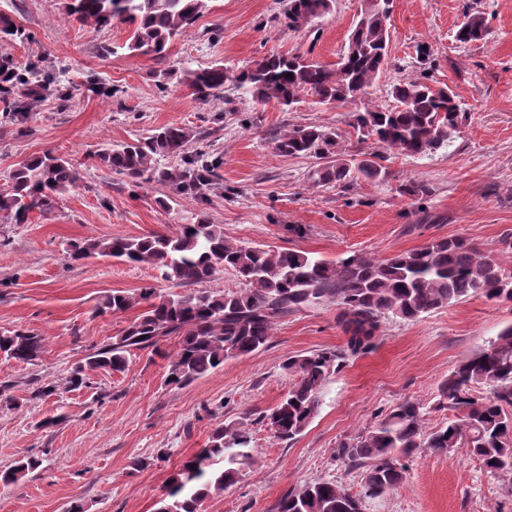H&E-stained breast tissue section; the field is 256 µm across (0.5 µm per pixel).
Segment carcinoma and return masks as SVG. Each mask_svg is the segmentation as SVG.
I'll list each match as a JSON object with an SVG mask.
<instances>
[{
    "label": "carcinoma",
    "mask_w": 512,
    "mask_h": 512,
    "mask_svg": "<svg viewBox=\"0 0 512 512\" xmlns=\"http://www.w3.org/2000/svg\"><path fill=\"white\" fill-rule=\"evenodd\" d=\"M335 0H287L284 17L290 28L312 24L333 10ZM393 0H362L347 48L332 65L305 55L269 54L243 68L213 64L192 68L182 62L159 71L161 85L175 79L187 84L204 102L231 94L249 96L257 104L290 107L310 96L322 105H354L351 126L357 140L378 150L364 158L347 157L340 135L317 125H292L281 131L275 150L281 156L309 157L317 165L309 179L317 185L347 188L359 179L378 180L385 174L383 151L403 156L432 154L448 148L459 135L465 113L450 89L426 76L405 77L391 94L396 105L369 101V90L387 66ZM208 10V0H68L66 16L95 29L128 25L127 50L168 57L172 41L192 29ZM490 28L485 14L465 15L456 32L461 43L485 41ZM28 39L25 30L0 17V40ZM0 103L3 115L16 111L15 88L42 98L50 85L32 81L13 58L0 56ZM292 77H286V74ZM194 135L169 125L131 143L106 144L89 158L134 183L157 182L178 194L205 198L221 158L198 151L186 153ZM175 156L181 164L164 167L160 160ZM80 166L50 152L33 156L13 170L11 188L0 193V213L16 224L35 210L52 207L55 195L78 186ZM68 258L98 255L152 264L165 280L185 290L159 296L152 287L136 293L114 290L102 309L114 315L144 305L121 335L93 345L84 361L70 372V386L86 384V371H124L132 351L157 352L163 338L175 339L167 383L182 385L213 373L224 360L251 355L269 342L276 321L309 307L334 305L347 336L336 349L312 350L290 357L284 368L295 382L282 400L262 416L277 427L276 437L292 441L318 415L324 390L352 358L370 352L388 316L414 321L471 295L512 303V269L502 266L463 236L435 238L420 247L386 258L354 253L335 261L297 249L270 250L224 238V229L200 214H191L172 234L138 238L86 239L70 245ZM230 270L241 287L196 290L189 285ZM44 351V338L17 330L0 335V354L33 362ZM436 408L452 412L441 427L423 430L424 407L405 401L372 429L338 447V457L352 468H364L365 496L379 497L403 480L397 458L428 449L453 455L458 449L480 461L491 474L512 473V324L488 345L462 360L441 384ZM253 462L252 437L244 424H219L200 449L168 480L166 496L156 512H201L204 502L235 484ZM40 466L22 457L0 472V483L17 482ZM279 512H362L359 498L330 480L307 484L279 503Z\"/></svg>",
    "instance_id": "carcinoma-1"
}]
</instances>
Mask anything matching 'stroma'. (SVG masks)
I'll list each match as a JSON object with an SVG mask.
<instances>
[{"instance_id":"stroma-1","label":"stroma","mask_w":512,"mask_h":512,"mask_svg":"<svg viewBox=\"0 0 512 512\" xmlns=\"http://www.w3.org/2000/svg\"><path fill=\"white\" fill-rule=\"evenodd\" d=\"M67 0H0V14L29 34L0 42L19 65L37 60L71 99L20 97L21 121L0 118V190L18 163L52 150L79 163V187L24 224L0 218V335L24 329L42 336L41 357H0V386L16 401L0 409V470L19 457L39 467L0 485V512H66L81 499L87 512H155L169 477L207 445L221 423L244 424L255 456L238 481L205 501L204 512H277L289 492L331 480L362 500V512H512V473H487L466 451H421L404 461V478L388 493L364 495V472L347 467L338 446L377 425L398 404L419 402L424 428L448 415L438 389L455 366L512 324V304L470 296L414 321L384 320L374 349L350 360L327 386L317 417L296 440L276 438L261 417L288 392L292 356L343 346L332 306L280 319L267 346L183 386L167 384V353L134 352L125 372L91 370L86 386L68 384L90 346L111 342L132 313H100L106 295L144 287L172 291L159 270L91 256L69 262L72 242L88 238L171 234L192 212L222 225L227 240L269 249H301L336 260L356 252L384 258L437 237L463 236L512 267V0H394L389 64L370 90L374 104L394 106L392 86L431 76L454 91L466 119L449 150L389 156L385 176L342 189L308 179L315 161L275 152L289 125L338 131L348 152L367 151L350 126L351 106L306 97L284 111L248 97L202 103L186 85L159 88L166 62L129 55L128 28L101 31L68 21ZM286 0H211L210 9L172 43L169 58L191 65L241 66L268 53L308 54L336 63L361 0H336L311 26L285 23ZM482 11L491 34L462 44L455 33L465 13ZM177 125L199 145L223 155L206 201L156 182L133 184L99 167L88 153ZM55 391L32 399L37 387ZM148 467L134 468L135 459Z\"/></svg>"}]
</instances>
